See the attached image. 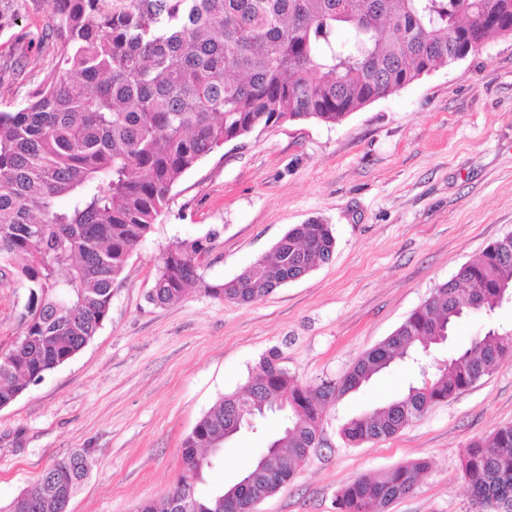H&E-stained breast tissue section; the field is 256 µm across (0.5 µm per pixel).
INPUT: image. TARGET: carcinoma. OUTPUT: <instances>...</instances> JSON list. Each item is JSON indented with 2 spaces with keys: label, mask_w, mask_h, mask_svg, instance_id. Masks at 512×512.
Masks as SVG:
<instances>
[{
  "label": "carcinoma",
  "mask_w": 512,
  "mask_h": 512,
  "mask_svg": "<svg viewBox=\"0 0 512 512\" xmlns=\"http://www.w3.org/2000/svg\"><path fill=\"white\" fill-rule=\"evenodd\" d=\"M32 11L46 21L14 33ZM512 25V0H0V37L55 45L50 73L21 108L0 110V264L16 271L28 299L21 340L0 351V405L68 363L107 320L112 288L152 231L172 188L215 147L259 128L316 119L336 124L371 102L447 67L459 42L476 49ZM66 199V205L57 200ZM328 224L290 229L269 256L205 291L249 304L332 258ZM202 238H177L158 258L148 299L180 300L200 281ZM512 300V233L491 243L340 380L302 386L280 368L278 352L260 363L247 389L224 396L182 443L174 491L190 492L199 512H220L196 489L198 448H215L286 404L284 422L243 471L250 482L230 512H255L291 481L294 462L318 446L325 398L356 391L391 365L439 345L442 332L471 313ZM512 358V328H490L410 383L387 406L348 420L358 444L397 434ZM276 450L279 473L264 468ZM428 469L401 463L345 485L339 512H390ZM471 512H512V425L471 442L461 461ZM89 471L75 452L47 467L0 512H63Z\"/></svg>",
  "instance_id": "carcinoma-1"
}]
</instances>
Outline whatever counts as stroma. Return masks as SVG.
I'll list each match as a JSON object with an SVG mask.
<instances>
[{
  "label": "stroma",
  "instance_id": "stroma-1",
  "mask_svg": "<svg viewBox=\"0 0 512 512\" xmlns=\"http://www.w3.org/2000/svg\"><path fill=\"white\" fill-rule=\"evenodd\" d=\"M54 46L0 38V110H15L51 69ZM331 225V260L266 298L236 304L205 292L268 254L299 224ZM512 232V36L353 112L258 129L187 172L169 207L129 258L108 319L65 365L0 409V503L53 460L85 452L90 470L68 512H136L163 504L181 474V445L261 359L309 386L337 380L389 336L464 263ZM202 238L200 283L174 304L149 302L157 259L173 237ZM28 291L0 270V348L19 331ZM512 325V303L472 315L435 353ZM399 364L323 406L321 443L257 512H338L339 490L408 460L429 468L390 512H469L467 446L512 424V359L431 408L393 437L352 444L343 425L396 398ZM281 426L272 415L224 448L205 486L235 482Z\"/></svg>",
  "mask_w": 512,
  "mask_h": 512
}]
</instances>
